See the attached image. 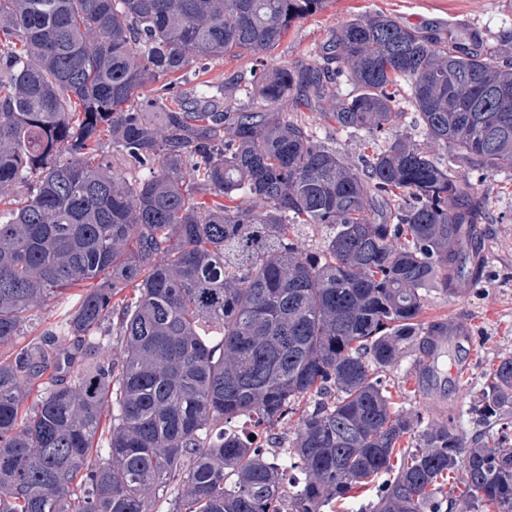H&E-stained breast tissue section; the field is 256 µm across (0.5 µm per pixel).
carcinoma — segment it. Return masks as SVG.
<instances>
[{"mask_svg":"<svg viewBox=\"0 0 512 512\" xmlns=\"http://www.w3.org/2000/svg\"><path fill=\"white\" fill-rule=\"evenodd\" d=\"M326 3L0 0V198L31 185L0 209V344L83 290L0 361V512H151L171 483L170 512H286V494L291 512H323L390 474L362 512H512V357L469 408L498 426L488 441L417 431L376 375L448 335L419 322L427 289L454 294L485 272L482 202L398 134L400 90L426 139L512 171V61L476 33L376 12L342 23L318 67L268 65ZM243 53L259 107L228 112L203 91L192 111L149 88ZM294 90L372 136L361 168L274 111ZM107 141L124 169L98 161ZM204 192L245 204L207 210ZM291 224L325 225L321 253L300 252ZM242 417L264 430L296 419L288 464ZM285 470L304 474L287 493ZM81 293L82 290L77 288L66 291L34 309L32 319L24 327L22 335L17 336L13 342L0 345V360L7 358L14 350L33 341L50 324L59 321L68 309L76 305L78 294Z\"/></svg>","mask_w":512,"mask_h":512,"instance_id":"cac0c4a2","label":"carcinoma"}]
</instances>
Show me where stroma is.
Here are the masks:
<instances>
[{"mask_svg": "<svg viewBox=\"0 0 512 512\" xmlns=\"http://www.w3.org/2000/svg\"><path fill=\"white\" fill-rule=\"evenodd\" d=\"M380 11L397 21L422 31L439 30L456 36L478 32L484 48L512 57V41L505 32L512 31V0H329L326 8L302 20L280 44L267 55L269 62L299 69L317 65L321 47L343 22L357 14ZM253 66L250 56L227 57L209 64L206 72L192 76L182 91L195 97L199 83L209 82L224 88V104L238 109L254 104L239 75ZM281 109L289 119L306 122L318 140L336 150L349 164L359 165L365 131L341 129L319 115L313 104L292 94ZM403 113L400 133L412 144L428 152L440 164L452 166L471 179L486 203L480 226L481 250L486 258V274L481 282L464 281L458 294L440 289L426 291L420 314L421 323L444 321L448 325L467 324L472 336L470 348L449 346L448 364L467 366L464 381L448 379L443 384L448 405L447 415L455 417L459 432L469 438L480 428L462 411L478 395L483 372L500 358L512 356V173L482 174L471 170L452 147L425 140L416 123L408 99H401ZM78 301L77 290H69L34 309L31 321L21 336L0 345V360L33 341L44 328L59 321ZM415 348L404 349L399 362L384 369L381 377L388 384L395 402L412 416H422L424 424H439L440 415L433 396L417 392L412 386Z\"/></svg>", "mask_w": 512, "mask_h": 512, "instance_id": "stroma-1", "label": "stroma"}]
</instances>
